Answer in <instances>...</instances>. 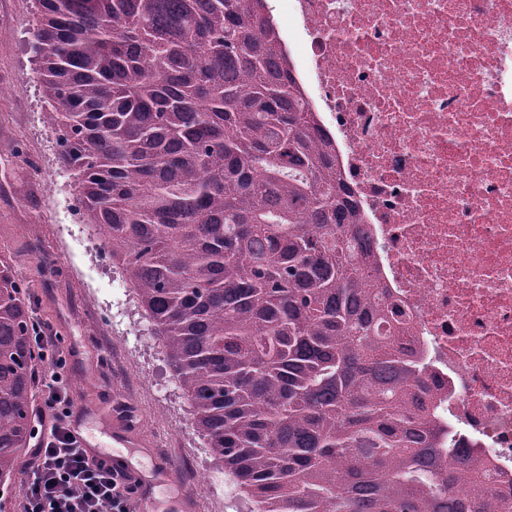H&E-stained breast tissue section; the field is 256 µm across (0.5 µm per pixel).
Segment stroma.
Masks as SVG:
<instances>
[{
	"label": "stroma",
	"mask_w": 512,
	"mask_h": 512,
	"mask_svg": "<svg viewBox=\"0 0 512 512\" xmlns=\"http://www.w3.org/2000/svg\"><path fill=\"white\" fill-rule=\"evenodd\" d=\"M36 28L32 0H0V250L29 282L33 316L71 348L72 420L91 447L111 454L112 428L122 421L113 403L127 400L141 445L124 456L143 470L172 465L194 512H211L219 497L223 512H249L234 477L194 432L129 283L75 211L77 174L58 160L28 49Z\"/></svg>",
	"instance_id": "1"
}]
</instances>
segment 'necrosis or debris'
I'll return each instance as SVG.
<instances>
[{"label": "necrosis or debris", "instance_id": "4bbe7bcc", "mask_svg": "<svg viewBox=\"0 0 512 512\" xmlns=\"http://www.w3.org/2000/svg\"><path fill=\"white\" fill-rule=\"evenodd\" d=\"M444 419L512 500V0H272Z\"/></svg>", "mask_w": 512, "mask_h": 512}]
</instances>
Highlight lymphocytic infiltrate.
<instances>
[{"label": "lymphocytic infiltrate", "instance_id": "f902f5d3", "mask_svg": "<svg viewBox=\"0 0 512 512\" xmlns=\"http://www.w3.org/2000/svg\"><path fill=\"white\" fill-rule=\"evenodd\" d=\"M41 414L52 423L26 461L25 512H132L135 490L124 472L85 448L71 424L70 391L56 367L38 373Z\"/></svg>", "mask_w": 512, "mask_h": 512}]
</instances>
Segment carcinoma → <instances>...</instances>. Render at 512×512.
I'll list each match as a JSON object with an SVG mask.
<instances>
[{"label":"carcinoma","instance_id":"obj_1","mask_svg":"<svg viewBox=\"0 0 512 512\" xmlns=\"http://www.w3.org/2000/svg\"><path fill=\"white\" fill-rule=\"evenodd\" d=\"M59 159L251 512H512L463 487L268 0H34ZM30 299L0 254V484L30 448Z\"/></svg>","mask_w":512,"mask_h":512}]
</instances>
